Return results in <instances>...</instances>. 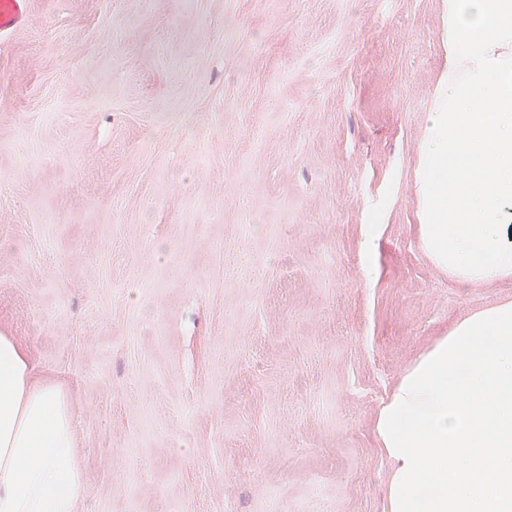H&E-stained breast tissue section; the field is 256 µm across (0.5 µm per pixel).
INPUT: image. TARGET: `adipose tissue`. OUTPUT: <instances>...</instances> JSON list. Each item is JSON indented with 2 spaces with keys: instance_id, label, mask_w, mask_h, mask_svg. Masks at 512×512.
<instances>
[{
  "instance_id": "obj_1",
  "label": "adipose tissue",
  "mask_w": 512,
  "mask_h": 512,
  "mask_svg": "<svg viewBox=\"0 0 512 512\" xmlns=\"http://www.w3.org/2000/svg\"><path fill=\"white\" fill-rule=\"evenodd\" d=\"M376 430L395 465L389 512H512V302L457 322ZM86 490L67 389L0 329V512H77Z\"/></svg>"
}]
</instances>
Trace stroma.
<instances>
[{
    "mask_svg": "<svg viewBox=\"0 0 512 512\" xmlns=\"http://www.w3.org/2000/svg\"><path fill=\"white\" fill-rule=\"evenodd\" d=\"M444 0H35L0 40V328L78 512H388L376 415L459 320L418 231Z\"/></svg>",
    "mask_w": 512,
    "mask_h": 512,
    "instance_id": "obj_1",
    "label": "stroma"
}]
</instances>
